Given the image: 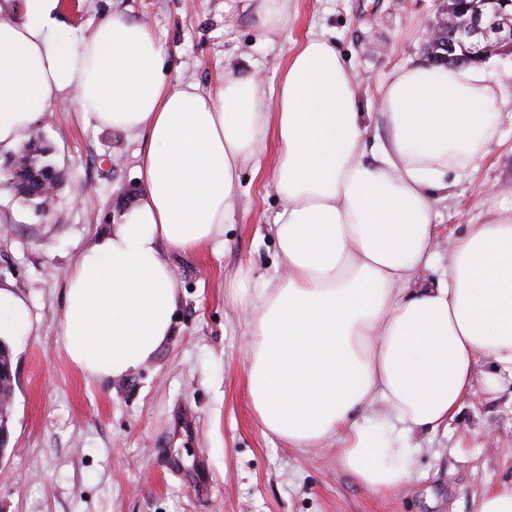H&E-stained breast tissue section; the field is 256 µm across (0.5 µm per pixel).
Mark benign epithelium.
<instances>
[{
    "mask_svg": "<svg viewBox=\"0 0 512 512\" xmlns=\"http://www.w3.org/2000/svg\"><path fill=\"white\" fill-rule=\"evenodd\" d=\"M442 14L428 29V44L436 52L427 61L471 63L512 53V0H445Z\"/></svg>",
    "mask_w": 512,
    "mask_h": 512,
    "instance_id": "obj_1",
    "label": "benign epithelium"
}]
</instances>
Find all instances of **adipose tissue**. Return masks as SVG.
<instances>
[{"mask_svg":"<svg viewBox=\"0 0 512 512\" xmlns=\"http://www.w3.org/2000/svg\"><path fill=\"white\" fill-rule=\"evenodd\" d=\"M60 0H0V147L60 100L98 128L142 138V193L69 269L61 336L87 376L115 379L175 332L168 251L224 245L240 172L276 144L281 208L268 232L285 275L239 272L246 388L265 433L334 447L367 488L410 481L414 433L447 426L481 360L512 376V207L441 250L436 203L499 136V86L477 65L425 62L380 87L385 131L367 143L348 60L310 34L292 46L268 101L230 69L212 91L171 81L167 48L120 13L63 49ZM28 301L0 283V337L29 336Z\"/></svg>","mask_w":512,"mask_h":512,"instance_id":"adipose-tissue-1","label":"adipose tissue"}]
</instances>
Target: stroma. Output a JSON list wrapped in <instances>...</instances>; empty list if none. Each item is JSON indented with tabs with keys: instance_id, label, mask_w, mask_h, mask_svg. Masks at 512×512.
Listing matches in <instances>:
<instances>
[{
	"instance_id": "35a3bbf8",
	"label": "stroma",
	"mask_w": 512,
	"mask_h": 512,
	"mask_svg": "<svg viewBox=\"0 0 512 512\" xmlns=\"http://www.w3.org/2000/svg\"><path fill=\"white\" fill-rule=\"evenodd\" d=\"M120 12L146 24L168 49L172 79L214 86L251 60L266 92L291 41L316 31L353 66L370 131L378 86L398 66L426 56L437 0H291L285 39L267 42L246 0H61L68 43ZM66 173L50 212L14 197L0 179V281L29 301L34 329L10 342L8 440L0 452V512H477L491 487H512V381L483 377L447 429L414 436L412 479L396 494L372 491L334 451L295 448L264 434L246 390L245 323L228 291L240 269L274 274L281 260L265 231L280 202L270 167L244 171L222 253L168 258L180 283L176 332L139 370L120 380L86 376L60 337L66 274L98 231L141 192L138 141L104 130L72 101L54 103L36 127ZM512 204V121L479 168L438 204L448 230L487 224ZM190 407L198 432L172 428Z\"/></svg>"
}]
</instances>
